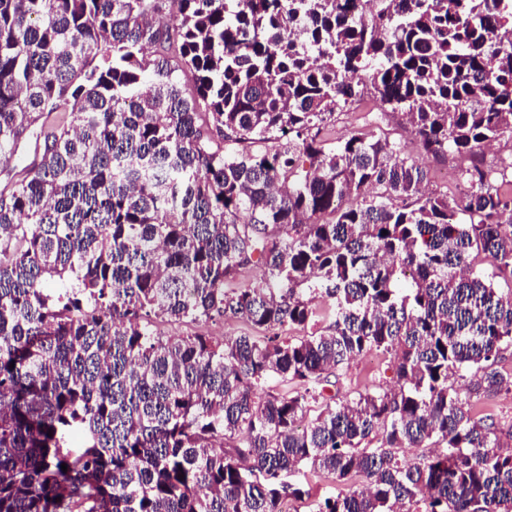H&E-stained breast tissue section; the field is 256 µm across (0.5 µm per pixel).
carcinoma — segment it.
Listing matches in <instances>:
<instances>
[{
	"label": "carcinoma",
	"mask_w": 512,
	"mask_h": 512,
	"mask_svg": "<svg viewBox=\"0 0 512 512\" xmlns=\"http://www.w3.org/2000/svg\"><path fill=\"white\" fill-rule=\"evenodd\" d=\"M368 98L464 198L386 133L329 146ZM505 137L512 0H0V174L36 143L0 187V512H282L303 467L340 485L311 512H512L468 407L512 393V287L475 271L512 281ZM320 298L307 336L151 329ZM374 353L395 389L325 396Z\"/></svg>",
	"instance_id": "1"
}]
</instances>
